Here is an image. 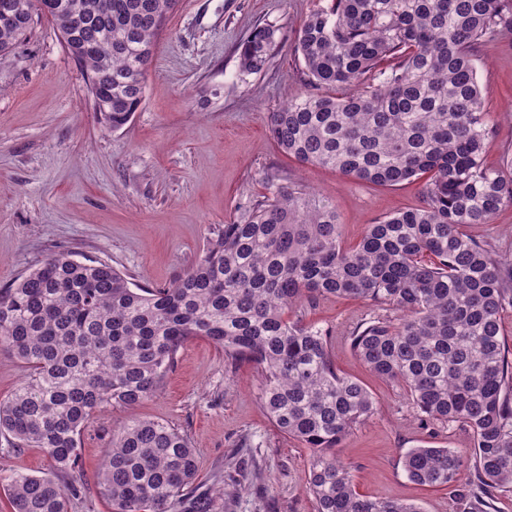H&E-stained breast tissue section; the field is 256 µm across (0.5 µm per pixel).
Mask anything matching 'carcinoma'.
<instances>
[{
    "mask_svg": "<svg viewBox=\"0 0 512 512\" xmlns=\"http://www.w3.org/2000/svg\"><path fill=\"white\" fill-rule=\"evenodd\" d=\"M46 16L91 96L118 130L143 102L155 38L178 0H29ZM0 23V52L33 20ZM512 35V0H327L295 30L307 86L268 115L278 147L303 164L383 187L422 181V202L342 244L336 204L293 181L238 207L202 258L167 288L130 281L104 260L60 251L0 287V350L24 381L0 400V433L14 450L39 448L53 469L10 473L12 512H70L86 497L81 437L103 408L133 407L160 387L188 340L205 337L227 362L260 370L258 399L283 434L311 449L302 484L314 512H422L403 499L359 494L340 448L376 412L371 392L340 372L329 331L291 318L319 297L369 302L378 313L350 337L358 360L402 388L425 421L457 426L473 441L410 449L404 468L420 485L456 492L475 471L480 512L512 494V349L502 314L512 307V260L466 232L512 206V155L489 167L492 130L478 77V49ZM258 26L239 46V68L258 73L276 46ZM345 89L337 97L332 91ZM195 449L177 427L133 419L112 433L98 493L113 512H207L194 495Z\"/></svg>",
    "mask_w": 512,
    "mask_h": 512,
    "instance_id": "obj_1",
    "label": "carcinoma"
}]
</instances>
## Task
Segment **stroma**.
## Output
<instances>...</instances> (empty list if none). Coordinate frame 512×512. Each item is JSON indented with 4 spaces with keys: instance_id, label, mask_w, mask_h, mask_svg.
Instances as JSON below:
<instances>
[{
    "instance_id": "1",
    "label": "stroma",
    "mask_w": 512,
    "mask_h": 512,
    "mask_svg": "<svg viewBox=\"0 0 512 512\" xmlns=\"http://www.w3.org/2000/svg\"><path fill=\"white\" fill-rule=\"evenodd\" d=\"M326 0H179L157 39L145 75L144 101L122 129H107L94 111L87 78L56 29L36 15L25 42L0 53V286L57 251L101 259L136 282L169 286L203 255L240 202L267 196L279 175L334 201L345 244L370 224L420 203V183L381 188L332 170L303 165L270 140L268 113L303 91L294 32ZM277 32L278 48L262 72L238 68L235 49L258 26ZM485 102L497 137L487 160L512 148V40L480 49ZM375 313L364 302L322 297L305 306V324L331 330L336 368L363 381L377 411L348 438L343 458L358 493L401 498L423 512H472L471 470L455 491L420 486L403 469L417 446L470 454L457 427L420 421L402 390L357 360L348 338ZM259 373L228 363L205 338L178 352L159 389L142 403L99 413L81 439L86 499L72 512H113L97 482L113 430L134 418L174 425L199 460L197 491L240 485L211 512H313L302 488L311 451L279 433L257 398ZM38 448L10 451L0 436V473L43 475Z\"/></svg>"
}]
</instances>
